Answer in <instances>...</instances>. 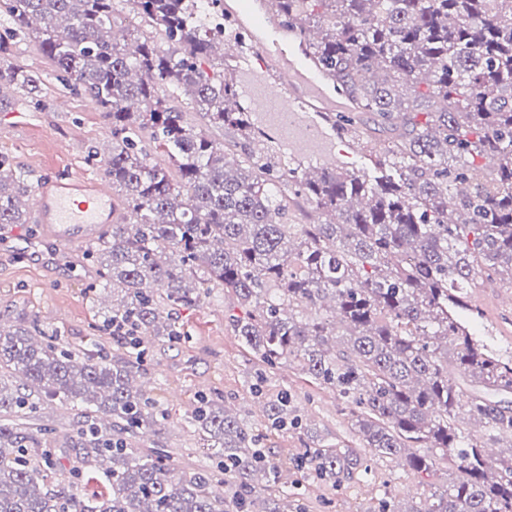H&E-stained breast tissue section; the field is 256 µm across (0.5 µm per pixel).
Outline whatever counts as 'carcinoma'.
<instances>
[{
	"label": "carcinoma",
	"mask_w": 512,
	"mask_h": 512,
	"mask_svg": "<svg viewBox=\"0 0 512 512\" xmlns=\"http://www.w3.org/2000/svg\"><path fill=\"white\" fill-rule=\"evenodd\" d=\"M130 4L163 41L147 37L128 52L114 37L113 0H0L112 124L100 162L138 216L114 220L97 248L99 287L114 296L104 321L126 350L100 355L92 342L76 358L34 321L0 329V414L35 396L111 417L112 433L99 435L92 422L80 434H91L96 462L109 463L102 474L112 494L86 504L47 489L53 459L37 434L0 422V512H301L262 436L224 401L202 400L193 422L217 449L228 496L214 492L212 475L128 447L125 434L161 425L132 385L131 354L144 334L179 335L161 320L156 294L190 305L213 284L245 309L232 330L260 362L293 363L350 405L361 445L309 449L321 479L341 487L368 474L371 459H390L430 479L451 471L406 512H512V444L492 458L456 432L463 413L512 436V408L496 399L512 393V360L482 348L456 295L477 274L512 285V0H272L277 16L310 35V53L356 107L396 133L376 160L381 176L290 170L294 193L315 204L313 224L283 222L288 202L249 148L257 126L238 82L198 65L214 52L208 5ZM420 74L429 76L425 93ZM2 84L43 93L15 65H0ZM164 86L182 89L208 124L239 140L218 143L163 106ZM420 98L446 108L422 122ZM145 131L170 167L138 149ZM477 158L497 165L485 172ZM27 192L0 161V224L28 223ZM459 376L483 393L462 400ZM267 424H299L288 396L268 405ZM421 446L435 452H413Z\"/></svg>",
	"instance_id": "obj_1"
}]
</instances>
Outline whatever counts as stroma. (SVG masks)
Masks as SVG:
<instances>
[{
  "mask_svg": "<svg viewBox=\"0 0 512 512\" xmlns=\"http://www.w3.org/2000/svg\"><path fill=\"white\" fill-rule=\"evenodd\" d=\"M0 38L8 45L7 62L29 70L43 84V97L35 102L19 87H11L0 101V159L12 172L35 185L38 171L80 178L102 176L90 149L111 146V127L101 109L88 96L62 81L33 37L13 33L8 14L0 13ZM389 131L363 135L351 130L329 131L328 149L337 166L371 170L372 159L389 146ZM256 155L266 159L271 176L285 193L294 187L289 169L305 170L312 162L306 154L288 151L278 133L260 139ZM92 244L60 242L37 226H0V323L36 321L61 349L81 353L96 341L100 353L109 355L117 345L102 314L112 304V293L97 288V266ZM512 286L474 284L466 289V317L480 345L502 360H512ZM172 313L178 337H149L147 353L137 380L162 410L166 426L161 431L143 429L128 443L134 448H161L181 467L209 470L215 451L192 423L201 400L222 399L253 429L265 431V407L288 396L299 425L269 434L270 455L285 461L281 482L299 497L304 512H376L381 501L405 507L423 501L430 482L404 471L393 462L372 464L370 473L349 486L338 488L313 471L296 467L305 449L351 440L350 417L336 391L319 385L294 364L262 367L251 350L228 326L230 315L242 309L233 293L216 288L191 306L161 302ZM262 383H255V372ZM80 406L53 401L37 406L28 422L39 431L44 447L56 463L45 473L48 488L76 494L86 502L107 495L110 484L97 466L86 462L78 429Z\"/></svg>",
  "mask_w": 512,
  "mask_h": 512,
  "instance_id": "obj_1",
  "label": "stroma"
}]
</instances>
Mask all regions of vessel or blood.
Masks as SVG:
<instances>
[{"label": "vessel or blood", "instance_id": "b4317fda", "mask_svg": "<svg viewBox=\"0 0 512 512\" xmlns=\"http://www.w3.org/2000/svg\"><path fill=\"white\" fill-rule=\"evenodd\" d=\"M226 11L249 32L252 51L243 60L245 68L257 66L273 74L270 82L245 87V95L262 99L285 146L306 153L318 164L335 165V156L321 149L326 137L323 127L300 119L304 112L343 109L329 96V79L306 52L305 35L268 13L263 0H234ZM30 202L34 220L43 225L46 235L66 241H94L117 212L112 189L103 179L43 176Z\"/></svg>", "mask_w": 512, "mask_h": 512}]
</instances>
